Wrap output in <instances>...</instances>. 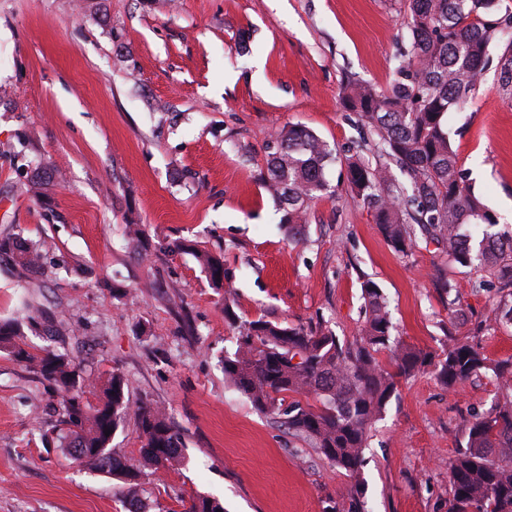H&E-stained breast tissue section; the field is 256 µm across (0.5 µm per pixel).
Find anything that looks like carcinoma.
I'll return each instance as SVG.
<instances>
[{
  "label": "carcinoma",
  "mask_w": 512,
  "mask_h": 512,
  "mask_svg": "<svg viewBox=\"0 0 512 512\" xmlns=\"http://www.w3.org/2000/svg\"><path fill=\"white\" fill-rule=\"evenodd\" d=\"M406 2L410 45L392 83L381 88L349 78L342 87V106L363 130L360 152L342 158L314 132L291 124L275 133L261 179L279 204L288 235L299 241L310 205L331 193L327 173L336 163L395 251L409 253L421 240L434 243L449 265L483 270L512 289V229L495 230L496 216L458 164L447 122L448 112L467 105L492 64L500 67L503 86L512 88V0ZM363 152L375 163L363 159ZM165 249L191 252L211 284L224 287V263L217 255L185 239L169 241ZM0 250L28 277L49 253L44 244L20 237L0 242ZM362 294L365 322L350 343L327 326L313 330L262 316L239 322L237 347L223 359L225 376L258 411L282 420L356 477L366 430L401 379L431 367L440 384L452 389L484 376L499 398L469 422L451 463L449 512H512V359L493 360L480 345L455 336L438 357L403 346L392 335L389 302L379 286L366 280ZM18 331V323L0 322V351L28 363L62 398L56 423L42 433L46 445L67 448L97 471L133 482L149 467L157 471L178 460L182 442L165 411L132 401L121 373L100 384L65 350L35 354L21 348ZM384 351L391 353L388 368L377 358ZM130 414L142 431L136 458L112 451V434ZM188 512L224 507L200 497Z\"/></svg>",
  "instance_id": "carcinoma-1"
}]
</instances>
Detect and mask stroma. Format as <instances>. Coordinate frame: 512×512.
I'll return each instance as SVG.
<instances>
[{"instance_id":"obj_1","label":"stroma","mask_w":512,"mask_h":512,"mask_svg":"<svg viewBox=\"0 0 512 512\" xmlns=\"http://www.w3.org/2000/svg\"><path fill=\"white\" fill-rule=\"evenodd\" d=\"M404 0H0V240L47 241L44 273L18 282L0 253V321L37 353L65 347L95 376L121 372L132 400L165 409L182 463L146 470L143 512H448L449 463L497 389L432 372L400 381L368 430L360 477L257 411L224 376L238 330L224 315L330 327L358 338L361 285L387 296L395 335L441 354L449 336L512 357L499 284L452 267L435 244L395 252L338 169L288 240L259 179L275 132L301 124L346 153L362 132L339 101L355 78L388 86L409 47ZM453 148L501 226L512 225V92L487 71L448 115ZM55 175L47 197L36 176ZM143 225L137 251L126 227ZM224 256L228 292L187 253ZM458 285L452 318L438 277ZM483 287H476V280ZM60 397L0 351V512H128L124 481L44 446Z\"/></svg>"}]
</instances>
